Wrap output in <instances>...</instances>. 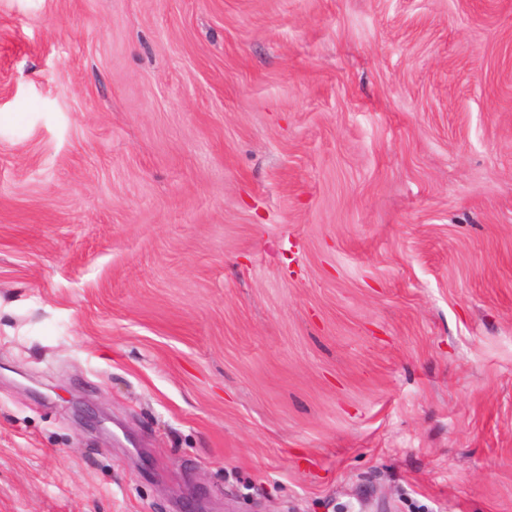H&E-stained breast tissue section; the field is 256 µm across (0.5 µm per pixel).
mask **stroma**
I'll list each match as a JSON object with an SVG mask.
<instances>
[{
	"label": "stroma",
	"instance_id": "stroma-1",
	"mask_svg": "<svg viewBox=\"0 0 512 512\" xmlns=\"http://www.w3.org/2000/svg\"><path fill=\"white\" fill-rule=\"evenodd\" d=\"M512 512V0H0V512Z\"/></svg>",
	"mask_w": 512,
	"mask_h": 512
}]
</instances>
